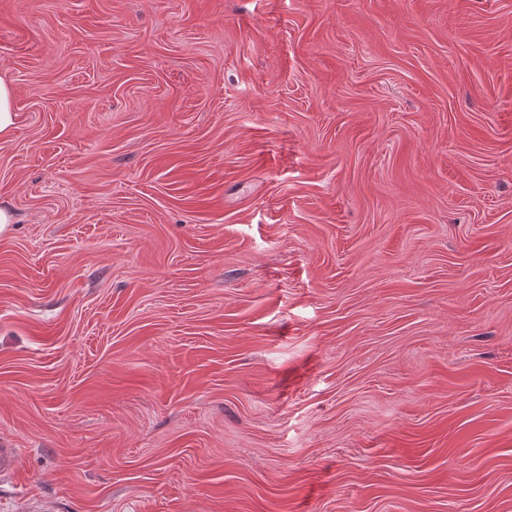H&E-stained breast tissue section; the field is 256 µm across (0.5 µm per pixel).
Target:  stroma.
<instances>
[{
  "label": "stroma",
  "mask_w": 512,
  "mask_h": 512,
  "mask_svg": "<svg viewBox=\"0 0 512 512\" xmlns=\"http://www.w3.org/2000/svg\"><path fill=\"white\" fill-rule=\"evenodd\" d=\"M0 512H512V0H0ZM16 130L14 89L11 80L0 75V145L10 143Z\"/></svg>",
  "instance_id": "1"
}]
</instances>
